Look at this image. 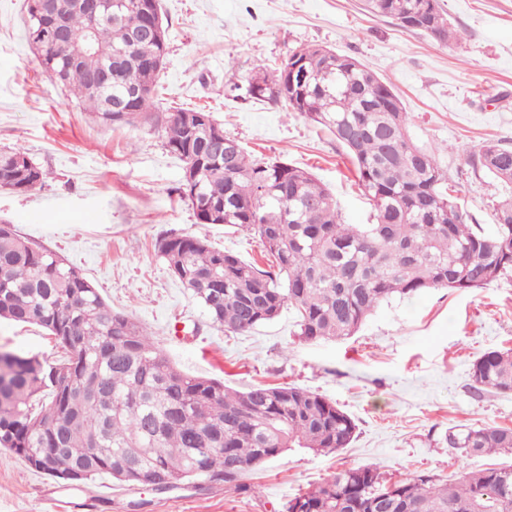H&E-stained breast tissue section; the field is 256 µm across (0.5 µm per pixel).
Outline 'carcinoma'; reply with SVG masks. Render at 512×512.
I'll return each mask as SVG.
<instances>
[{"instance_id": "carcinoma-1", "label": "carcinoma", "mask_w": 512, "mask_h": 512, "mask_svg": "<svg viewBox=\"0 0 512 512\" xmlns=\"http://www.w3.org/2000/svg\"><path fill=\"white\" fill-rule=\"evenodd\" d=\"M41 2L28 0L27 32L52 79L66 49L39 18ZM53 7L74 42H84L89 20L76 0H54ZM363 7L439 44L455 38L440 0H364ZM118 12L90 34L104 50H123L109 63L112 92H92L79 65L61 84L105 125L162 120L170 152L192 163L182 197L198 221L252 233L273 257L270 271L189 234L158 241L168 269L214 326L244 335L291 305L301 338L344 339L396 297L429 288L468 292L512 275V197L495 204L492 231L468 223L434 152L413 142L399 96L359 60L305 46L273 75L256 65L250 87L336 138L374 210L372 224L344 223L330 190L310 172L249 159L212 113L152 111L167 30L159 42H136L146 13L135 0ZM139 87L132 111L107 110L111 98ZM189 115L214 126L192 130ZM472 165L512 184V147L487 141ZM46 177L24 151L0 152V189L27 192ZM0 319L39 325L62 348L52 362L0 351V447L52 478L81 468L87 481L105 474L130 485L143 477L165 493L203 480L240 495L252 491L246 474L284 451L331 454L356 434L353 418L318 393L290 385L237 391L179 370L147 329L112 311L76 267L17 237L8 224L0 225ZM471 379L478 391L512 392V352L483 353ZM445 441L471 455L512 452V429L450 430ZM282 512H512V466L468 472L453 483L430 475L390 482L373 465L345 468L289 499Z\"/></svg>"}]
</instances>
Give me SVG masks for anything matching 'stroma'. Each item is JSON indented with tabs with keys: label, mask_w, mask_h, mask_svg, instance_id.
Wrapping results in <instances>:
<instances>
[{
	"label": "stroma",
	"mask_w": 512,
	"mask_h": 512,
	"mask_svg": "<svg viewBox=\"0 0 512 512\" xmlns=\"http://www.w3.org/2000/svg\"><path fill=\"white\" fill-rule=\"evenodd\" d=\"M25 0H0V150L22 149L48 174L41 188L0 189V225L61 256L113 310L143 324L180 370L237 390L292 384L318 393L357 425L348 448L324 455L291 448L257 470L240 496L187 483L165 494L99 477L67 484L0 449V512H282L336 470L372 464L389 480L425 472L448 481L512 463L511 455L448 448L449 428H512V393L475 397L474 360L512 349V276L466 292L427 289L382 304L357 334L306 341L296 312L235 335L213 326L157 253L160 238L190 234L265 265L257 239L200 223L181 197L183 163L162 130L140 121L102 125L47 77L25 27ZM458 37L441 45L367 14L361 0H161L168 54L156 105L202 107L253 157L312 172L345 223L371 208L345 149L287 103L253 96L257 64L276 67L295 48L352 56L399 95L409 133L433 150L471 223L492 230L506 186L473 171L485 141L512 145V0H441ZM93 223H83V216ZM52 361L60 348L36 325L0 322V350Z\"/></svg>",
	"instance_id": "obj_1"
}]
</instances>
